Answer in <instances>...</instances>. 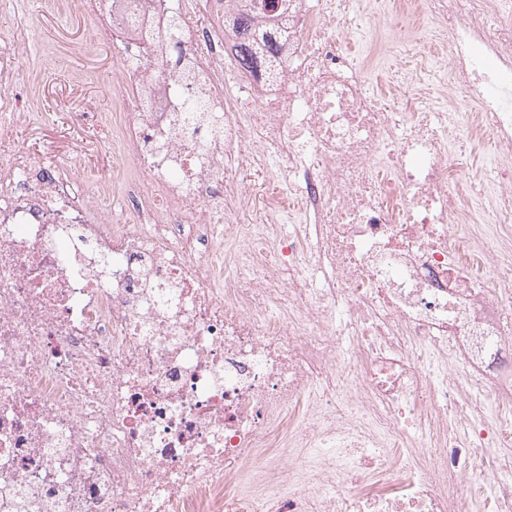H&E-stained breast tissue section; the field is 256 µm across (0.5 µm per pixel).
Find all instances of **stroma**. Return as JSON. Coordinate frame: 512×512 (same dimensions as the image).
<instances>
[{
	"instance_id": "obj_1",
	"label": "stroma",
	"mask_w": 512,
	"mask_h": 512,
	"mask_svg": "<svg viewBox=\"0 0 512 512\" xmlns=\"http://www.w3.org/2000/svg\"><path fill=\"white\" fill-rule=\"evenodd\" d=\"M381 7L353 22L345 50L367 62L373 83L398 67L389 47L395 29L382 26ZM23 29L22 68L0 86V122L9 113H26L25 122L0 136V156L23 152L30 160L81 155L79 173L87 190H96L101 176L123 181L125 172L112 168L115 137L108 117L114 111L113 51L94 40V23L69 13L61 0H0V50L14 45Z\"/></svg>"
}]
</instances>
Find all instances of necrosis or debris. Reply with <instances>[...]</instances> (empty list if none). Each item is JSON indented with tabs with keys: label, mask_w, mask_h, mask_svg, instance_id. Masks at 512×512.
<instances>
[{
	"label": "necrosis or debris",
	"mask_w": 512,
	"mask_h": 512,
	"mask_svg": "<svg viewBox=\"0 0 512 512\" xmlns=\"http://www.w3.org/2000/svg\"><path fill=\"white\" fill-rule=\"evenodd\" d=\"M286 2L246 70L229 0H66L134 178L0 161V512H512V0H390L403 111L356 0ZM175 12L209 24L173 47ZM382 5L377 3L372 11H366L353 22V33L343 47L353 57L366 61L371 79L377 91H382L383 77L399 66V58L389 52V46L397 39L398 32L380 23ZM382 81V82H381Z\"/></svg>",
	"instance_id": "1"
}]
</instances>
